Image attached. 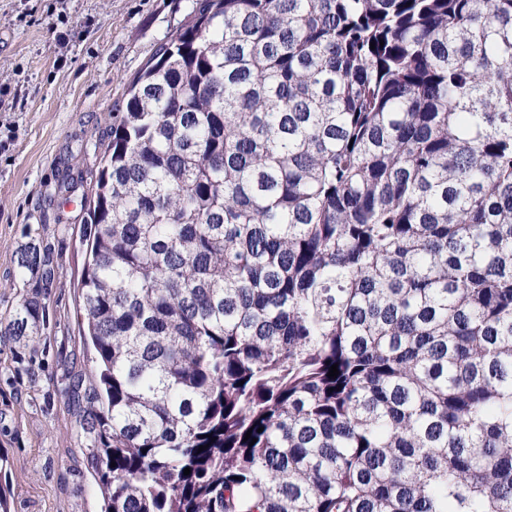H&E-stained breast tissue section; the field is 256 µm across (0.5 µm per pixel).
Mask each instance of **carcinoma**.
Instances as JSON below:
<instances>
[{
  "mask_svg": "<svg viewBox=\"0 0 512 512\" xmlns=\"http://www.w3.org/2000/svg\"><path fill=\"white\" fill-rule=\"evenodd\" d=\"M90 193L104 512H512V0H200Z\"/></svg>",
  "mask_w": 512,
  "mask_h": 512,
  "instance_id": "1",
  "label": "carcinoma"
}]
</instances>
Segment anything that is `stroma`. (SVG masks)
I'll return each mask as SVG.
<instances>
[{"instance_id":"obj_1","label":"stroma","mask_w":512,"mask_h":512,"mask_svg":"<svg viewBox=\"0 0 512 512\" xmlns=\"http://www.w3.org/2000/svg\"><path fill=\"white\" fill-rule=\"evenodd\" d=\"M195 0H0V320L38 296L36 340L0 338V491L9 512H102L80 425L96 384L82 332L84 195L112 114ZM79 178L58 195L63 173ZM33 243L54 277L16 275Z\"/></svg>"}]
</instances>
